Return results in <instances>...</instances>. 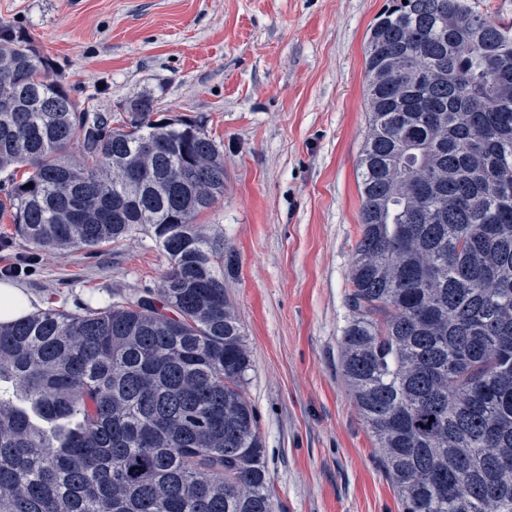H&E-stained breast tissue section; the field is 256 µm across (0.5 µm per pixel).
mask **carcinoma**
Returning <instances> with one entry per match:
<instances>
[{
  "instance_id": "obj_1",
  "label": "carcinoma",
  "mask_w": 512,
  "mask_h": 512,
  "mask_svg": "<svg viewBox=\"0 0 512 512\" xmlns=\"http://www.w3.org/2000/svg\"><path fill=\"white\" fill-rule=\"evenodd\" d=\"M0 23V213L40 249L144 232L156 288L0 323V512H275L202 121L117 126ZM342 374L405 512H512V26L392 0L369 29ZM434 421H429V417Z\"/></svg>"
}]
</instances>
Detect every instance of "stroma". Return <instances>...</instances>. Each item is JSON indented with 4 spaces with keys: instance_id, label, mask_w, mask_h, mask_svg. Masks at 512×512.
Returning a JSON list of instances; mask_svg holds the SVG:
<instances>
[{
    "instance_id": "obj_1",
    "label": "stroma",
    "mask_w": 512,
    "mask_h": 512,
    "mask_svg": "<svg viewBox=\"0 0 512 512\" xmlns=\"http://www.w3.org/2000/svg\"><path fill=\"white\" fill-rule=\"evenodd\" d=\"M386 0H0L79 100L118 113L150 93L203 120L224 149L228 297L252 351L276 512H402L349 394L340 341L359 237L358 160L368 126L366 33ZM34 308L106 307L157 287L168 258L136 233L94 252H49L0 218V268Z\"/></svg>"
}]
</instances>
